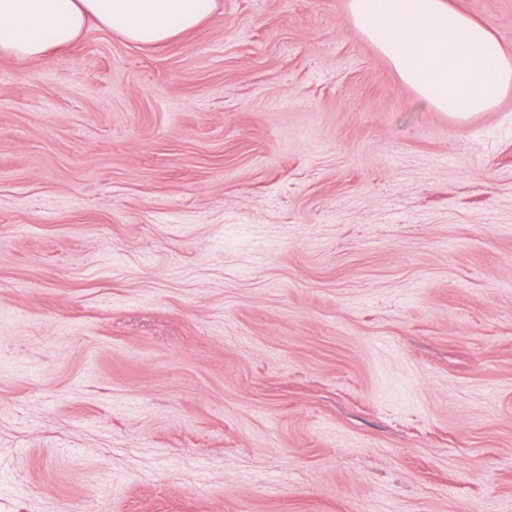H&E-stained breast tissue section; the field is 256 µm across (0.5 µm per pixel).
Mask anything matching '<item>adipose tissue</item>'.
Wrapping results in <instances>:
<instances>
[{
  "mask_svg": "<svg viewBox=\"0 0 512 512\" xmlns=\"http://www.w3.org/2000/svg\"><path fill=\"white\" fill-rule=\"evenodd\" d=\"M358 29L436 111L464 118L512 88V58L482 24L448 0H348ZM202 0H0V52L37 60L88 27L116 28L129 42L160 45L203 20Z\"/></svg>",
  "mask_w": 512,
  "mask_h": 512,
  "instance_id": "1",
  "label": "adipose tissue"
}]
</instances>
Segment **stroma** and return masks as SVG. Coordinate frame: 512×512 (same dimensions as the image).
<instances>
[{
	"label": "stroma",
	"instance_id": "obj_1",
	"mask_svg": "<svg viewBox=\"0 0 512 512\" xmlns=\"http://www.w3.org/2000/svg\"><path fill=\"white\" fill-rule=\"evenodd\" d=\"M0 512H512V88L347 0L0 54ZM358 31L438 112L465 118L512 86V59L491 32L446 0H348Z\"/></svg>",
	"mask_w": 512,
	"mask_h": 512
}]
</instances>
